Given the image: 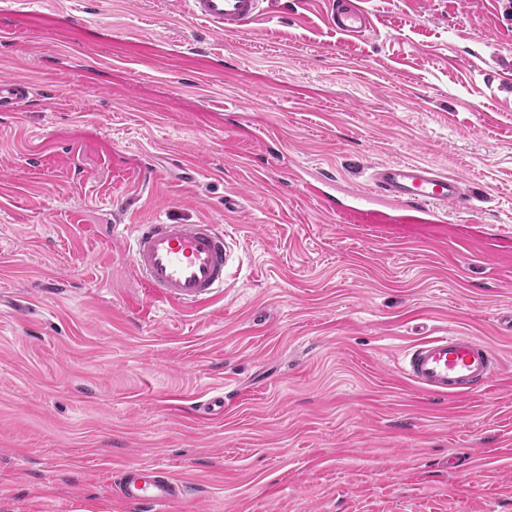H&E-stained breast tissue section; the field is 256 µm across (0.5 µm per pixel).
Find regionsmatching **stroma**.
Listing matches in <instances>:
<instances>
[{
	"label": "stroma",
	"mask_w": 512,
	"mask_h": 512,
	"mask_svg": "<svg viewBox=\"0 0 512 512\" xmlns=\"http://www.w3.org/2000/svg\"><path fill=\"white\" fill-rule=\"evenodd\" d=\"M331 2L228 37L186 0H7L0 80L32 95L0 112V512H512V0H364L360 38ZM402 159L470 188L438 235L310 191ZM170 223L227 234L204 305L128 274L131 226ZM453 331L501 371L427 395L398 362ZM133 466L183 497H120Z\"/></svg>",
	"instance_id": "1"
}]
</instances>
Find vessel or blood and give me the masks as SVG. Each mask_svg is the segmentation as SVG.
Returning a JSON list of instances; mask_svg holds the SVG:
<instances>
[{
    "mask_svg": "<svg viewBox=\"0 0 512 512\" xmlns=\"http://www.w3.org/2000/svg\"><path fill=\"white\" fill-rule=\"evenodd\" d=\"M264 0H190L193 14L229 36L247 32L260 17ZM339 33L356 36L370 21L356 0H333L329 15ZM31 88L26 81L0 82V112L24 108ZM370 190H352L337 203L344 224H374L398 231L404 224L436 225L448 221V209L465 203L468 190L459 177L420 162L377 165ZM230 247L218 224H138L134 227L131 272L152 297L184 307L209 301L224 285ZM501 363L485 341L463 333L427 338L406 350L400 373L421 390L437 396L476 393L497 374ZM126 484L157 505L173 502L178 487L131 467Z\"/></svg>",
    "mask_w": 512,
    "mask_h": 512,
    "instance_id": "obj_1",
    "label": "vessel or blood"
}]
</instances>
